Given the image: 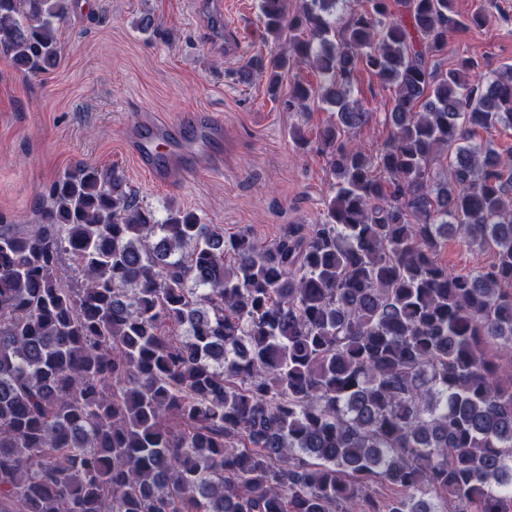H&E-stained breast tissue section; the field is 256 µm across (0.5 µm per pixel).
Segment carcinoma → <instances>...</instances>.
Here are the masks:
<instances>
[{"label": "carcinoma", "instance_id": "1", "mask_svg": "<svg viewBox=\"0 0 512 512\" xmlns=\"http://www.w3.org/2000/svg\"><path fill=\"white\" fill-rule=\"evenodd\" d=\"M260 0L288 50L246 65L332 107L319 224L268 245L80 164L0 224V512H512V64L430 60L455 0ZM68 0H0V55L54 68ZM393 89L373 156L345 139ZM452 156L448 173L433 169ZM454 233L495 260L452 271ZM353 96L370 112L377 113V118L369 125L352 131L349 136L357 141L366 153H375L383 146L389 135L384 117L385 112L391 110L393 92L388 87H384L375 76L364 71L359 74L354 84Z\"/></svg>", "mask_w": 512, "mask_h": 512}]
</instances>
